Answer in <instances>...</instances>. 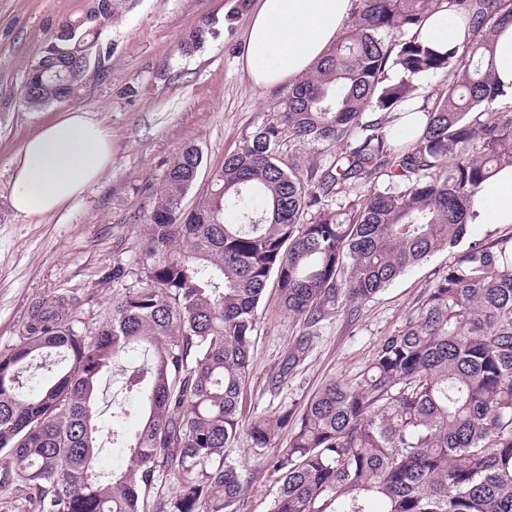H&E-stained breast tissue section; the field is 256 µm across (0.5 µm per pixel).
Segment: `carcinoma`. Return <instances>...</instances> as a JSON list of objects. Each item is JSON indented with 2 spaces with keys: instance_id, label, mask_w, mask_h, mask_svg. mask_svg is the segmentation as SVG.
<instances>
[{
  "instance_id": "obj_1",
  "label": "carcinoma",
  "mask_w": 512,
  "mask_h": 512,
  "mask_svg": "<svg viewBox=\"0 0 512 512\" xmlns=\"http://www.w3.org/2000/svg\"><path fill=\"white\" fill-rule=\"evenodd\" d=\"M467 33L463 51H436L410 36L443 5ZM116 0H94L44 51L23 101L41 108L81 79ZM512 23V0H360L358 10L280 109L224 158L194 207L182 201L202 163L186 147L155 191L135 282L112 319L82 331L62 305L38 311L27 336L0 355V485L33 495L38 512H236L242 475L224 461L241 426L239 402L253 369L258 309L275 280L284 311L312 325L340 304L365 302L411 267L459 246L469 203L512 165V110L495 103L494 41ZM399 32L406 39L395 43ZM444 73L448 85L415 136L389 124L413 90L385 71ZM348 151L317 173L280 159L283 134ZM383 178L382 191L358 192ZM344 195L343 218L327 210ZM315 210L310 218L306 212ZM130 351L124 375L141 423L112 444L130 464L96 470L97 389ZM57 364L28 389L21 371ZM289 429L288 447H273ZM253 449L281 473L272 512H512V236L469 241L400 334L380 343L354 383L332 382L294 416L261 417ZM194 475L172 498H152L169 475Z\"/></svg>"
}]
</instances>
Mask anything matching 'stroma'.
Instances as JSON below:
<instances>
[{
	"label": "stroma",
	"instance_id": "stroma-1",
	"mask_svg": "<svg viewBox=\"0 0 512 512\" xmlns=\"http://www.w3.org/2000/svg\"><path fill=\"white\" fill-rule=\"evenodd\" d=\"M89 0H0V353L26 334L39 304L64 299L81 329L94 330L112 315L125 288L114 268L137 271L140 239L153 194L187 145L202 155L185 207L205 194L212 172L244 138L277 112L286 88L254 86L239 64L253 0H125L102 33L111 44L105 64L90 62L75 98L32 110L22 98L33 64L60 25L80 17ZM210 30L203 45L185 51L195 28ZM73 110L87 113L112 135V162L65 209L33 221L11 206L14 160L24 142L51 120ZM454 255L433 254L375 298L336 308L315 326L285 312L275 286L260 305L253 370L242 397V421L298 413L330 382L352 381L380 342L400 332ZM301 361L283 384L275 376L302 336ZM98 424L112 426L118 402L128 410L126 432L140 421L136 396L120 377L101 386ZM226 460L243 478L238 512H271L280 474L240 434Z\"/></svg>",
	"mask_w": 512,
	"mask_h": 512
}]
</instances>
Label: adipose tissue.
Listing matches in <instances>:
<instances>
[{
	"mask_svg": "<svg viewBox=\"0 0 512 512\" xmlns=\"http://www.w3.org/2000/svg\"><path fill=\"white\" fill-rule=\"evenodd\" d=\"M354 0H256L240 65L250 82L273 88L309 73L342 34ZM418 41L443 51L460 45L464 29L444 7L415 28ZM112 161L107 129L72 111L28 139L13 172L11 205L24 217L54 213L80 196ZM478 224H512V166L472 199Z\"/></svg>",
	"mask_w": 512,
	"mask_h": 512,
	"instance_id": "ef3b65f1",
	"label": "adipose tissue"
}]
</instances>
